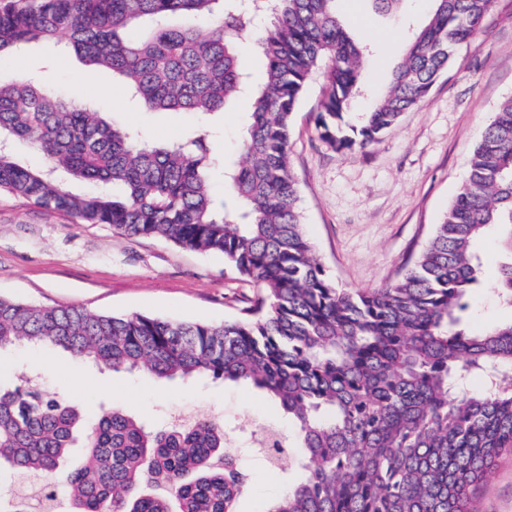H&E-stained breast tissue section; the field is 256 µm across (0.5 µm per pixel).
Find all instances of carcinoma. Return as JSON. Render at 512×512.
Returning <instances> with one entry per match:
<instances>
[{"mask_svg": "<svg viewBox=\"0 0 512 512\" xmlns=\"http://www.w3.org/2000/svg\"><path fill=\"white\" fill-rule=\"evenodd\" d=\"M339 0H10L0 55L65 40L112 72L151 112H192L210 130L150 145L24 79L0 80V192L85 224L218 253L264 293L220 325L0 296V350L58 348L112 371L209 378L264 391L297 428L303 478L267 512H470L512 452V321L467 323L480 286L475 240L507 232L512 252V98L478 142L466 179L427 245L379 288L339 287L313 256L290 158V129L313 72L328 62L318 127L338 149L363 148L421 105L474 37L494 0H430L364 124L344 134L362 91L368 45ZM209 22L206 36L171 19ZM137 27L140 37L129 30ZM264 57L259 83L240 66ZM251 109L233 163L212 146L226 107ZM49 159L30 168L11 143ZM217 174L229 194L207 189ZM70 179L99 185L87 193ZM494 288L512 303V256ZM65 491L69 512H236L246 486L224 426L153 428L112 406L91 424L78 404L33 384H0V471Z\"/></svg>", "mask_w": 512, "mask_h": 512, "instance_id": "carcinoma-1", "label": "carcinoma"}]
</instances>
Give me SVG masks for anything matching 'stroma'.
Wrapping results in <instances>:
<instances>
[{
    "label": "stroma",
    "mask_w": 512,
    "mask_h": 512,
    "mask_svg": "<svg viewBox=\"0 0 512 512\" xmlns=\"http://www.w3.org/2000/svg\"><path fill=\"white\" fill-rule=\"evenodd\" d=\"M353 35L374 46L364 91L350 122L370 109L408 25L420 24L430 0H407L409 18L376 12L370 0H342ZM83 77V95L107 117L136 127L145 142L176 141L202 129L188 112L152 113L131 106L111 72L83 67L48 45L24 56L0 57V78H50L71 91ZM323 72L308 81L293 118L290 160L299 183L305 233L317 260L339 286L376 288L394 279L428 241L464 180L474 148L500 103L512 97V0H495L481 30L462 44L425 102L364 149L336 150L320 136L317 115ZM248 101L228 107L217 150L239 158ZM484 282L471 300V325L512 320L492 285L508 256L498 231L474 244ZM259 293L223 256L157 238H130L107 224H82L0 193V295L44 306L80 305L104 314L138 313L218 324L239 318ZM37 371L42 385L81 403L87 421L112 405L153 426L179 419L223 418L240 467L248 475L238 512H267L300 472L294 461L271 470L254 445L259 427L294 429L259 392L212 381L161 380L145 371L112 372L53 348L18 345L0 351V379ZM471 512H512V456L501 457L471 503Z\"/></svg>",
    "instance_id": "1"
}]
</instances>
